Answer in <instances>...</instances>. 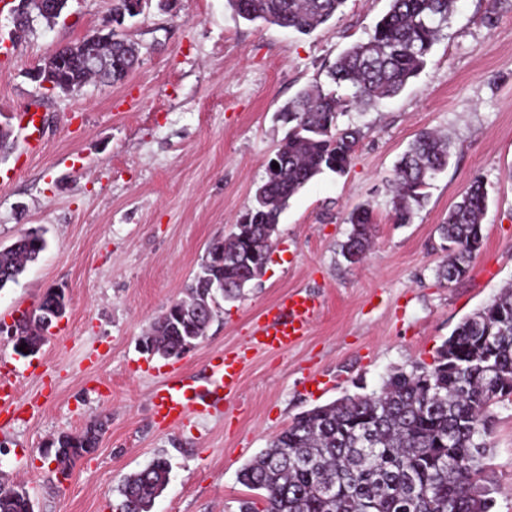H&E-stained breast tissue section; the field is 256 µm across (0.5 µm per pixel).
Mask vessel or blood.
<instances>
[{"mask_svg":"<svg viewBox=\"0 0 512 512\" xmlns=\"http://www.w3.org/2000/svg\"><path fill=\"white\" fill-rule=\"evenodd\" d=\"M19 127L24 135L27 152L39 154L44 149V116L38 112L23 111ZM319 303L305 290L292 291L279 301L272 315L256 325L244 350L234 354L212 357V375L206 386L167 383L153 394L152 413L159 419L179 423L192 415L210 413L219 395L235 394L240 386L245 357L251 349H286L306 336L313 323Z\"/></svg>","mask_w":512,"mask_h":512,"instance_id":"vessel-or-blood-1","label":"vessel or blood"}]
</instances>
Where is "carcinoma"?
<instances>
[{
	"mask_svg": "<svg viewBox=\"0 0 512 512\" xmlns=\"http://www.w3.org/2000/svg\"><path fill=\"white\" fill-rule=\"evenodd\" d=\"M149 0H116L112 12L129 18L144 13ZM248 22L261 20L308 34L329 21L345 0H227ZM457 0H390L389 9L367 38L351 44L328 71L330 82L347 84L345 98L315 84L300 90L280 110L288 133L267 164L266 180L243 216L249 237L214 241L186 297L169 304L142 338L146 353L179 357L206 336L210 321L197 313L203 303L216 309L217 298L241 296L237 282L255 278L270 260L266 225L279 223L288 201L325 170L343 173L351 164L362 132L339 128L349 110L373 108L400 95L427 65ZM68 0H18L16 30L40 21L56 24ZM81 44L58 48L38 65L57 77L56 88L78 92L94 78L119 82L135 70L138 47L112 33L95 51L123 69L85 62ZM450 142L431 132L416 135L401 155L392 181V215L411 222L428 198L435 176L448 167ZM483 183L473 182L440 225L443 249L452 256L437 276L451 284L465 278L483 245L482 217L487 206ZM352 230L342 256L359 262L370 246L372 212L359 207L348 216ZM46 248L37 231L0 247V288L17 281ZM55 307H67L65 293L47 291L37 309L13 323L17 340L37 347ZM512 401V289L465 317L440 346L434 362L398 369L371 394L344 396L294 418L267 448L246 464L239 480L262 491L264 507L244 501L241 512H492L496 490L483 477L493 426L492 407ZM103 424L79 435H62L50 450L68 472L71 462L94 452ZM170 481V465L158 457L118 487L116 512H151ZM0 512H33L23 489L0 487Z\"/></svg>",
	"mask_w": 512,
	"mask_h": 512,
	"instance_id": "obj_1",
	"label": "carcinoma"
}]
</instances>
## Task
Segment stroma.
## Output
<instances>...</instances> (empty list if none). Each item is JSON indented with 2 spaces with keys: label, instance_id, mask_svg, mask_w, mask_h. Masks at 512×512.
<instances>
[{
  "label": "stroma",
  "instance_id": "1",
  "mask_svg": "<svg viewBox=\"0 0 512 512\" xmlns=\"http://www.w3.org/2000/svg\"><path fill=\"white\" fill-rule=\"evenodd\" d=\"M113 0H69L52 27L15 36L12 0H0V127L13 144L0 168V245L40 230L47 242L17 282L0 289V324L63 289L64 317L23 357L7 335L0 353L19 371L20 401L0 426V484L25 488L34 512H114L124 478L159 456L170 482L153 512H239L257 500L240 469L302 412L379 390L391 370L432 363L466 316L512 288V0H459L427 67L396 98L340 116L363 138L344 173L324 171L280 216L271 260L183 357L144 353L141 338L251 203L287 128L276 115L303 87L366 38L389 0H345L302 35L238 18L227 0H151L120 33L140 51L123 81L66 95L27 73L52 50L101 29ZM46 115L44 150L31 159L18 112ZM446 136L453 156L411 223L392 219L394 165L422 130ZM488 192L483 245L468 275L437 277L446 252L437 228L473 181ZM370 208L372 245L348 263L340 245L356 207ZM296 289L320 308L307 336L261 350L218 412L173 427L151 412L164 381L205 375L210 356L243 345L255 322ZM483 461L494 512H512V402L494 406ZM94 420L97 450L59 481L58 436Z\"/></svg>",
  "mask_w": 512,
  "mask_h": 512
}]
</instances>
